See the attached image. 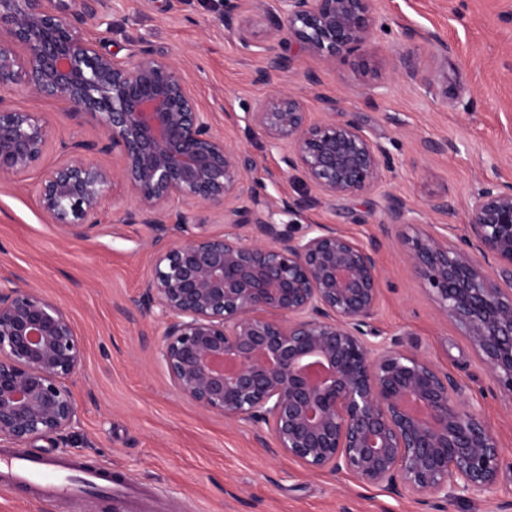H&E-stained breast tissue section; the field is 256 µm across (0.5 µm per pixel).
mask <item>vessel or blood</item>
<instances>
[{
	"label": "vessel or blood",
	"mask_w": 512,
	"mask_h": 512,
	"mask_svg": "<svg viewBox=\"0 0 512 512\" xmlns=\"http://www.w3.org/2000/svg\"><path fill=\"white\" fill-rule=\"evenodd\" d=\"M72 468V463L38 457L20 450L0 452V482L34 496L69 497L75 487L66 474ZM83 474L86 481L93 485L110 481L114 512H155L158 506L157 498L130 495L133 481L129 477L114 479L106 471L88 468L84 469Z\"/></svg>",
	"instance_id": "b4317fda"
}]
</instances>
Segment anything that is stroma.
<instances>
[{"label":"stroma","instance_id":"stroma-1","mask_svg":"<svg viewBox=\"0 0 512 512\" xmlns=\"http://www.w3.org/2000/svg\"><path fill=\"white\" fill-rule=\"evenodd\" d=\"M267 3L262 10L238 0L239 20L251 33L247 47L219 24L216 0H105L83 33L119 61L133 43L178 61L200 109L238 154L243 177L263 183V211L296 231L329 224L369 244L391 195L406 209V236L444 224L453 239L464 231L467 201L482 177L512 182V0H373V26L359 51L327 62L292 41L284 46L288 75L259 84L254 71L277 15L276 0ZM310 72L338 99V112L354 113L385 148L390 165L374 190L322 195L244 120L256 100L284 85L302 96L312 119L323 118L307 87ZM11 99L49 116L53 139L43 167L56 163L60 142L103 137L24 88ZM426 140L448 149L425 152ZM39 178L34 171L17 184L0 180V276L21 277L66 306L84 362L72 385L76 425L66 436L30 441L28 453L126 471L143 489L162 493L163 512H512V399L493 385L459 328L440 316L404 258V239L384 240L379 249L373 325L458 381L505 456L491 486L445 506L365 487L343 472H311L273 452L265 426L225 421L180 396L155 356L164 320L134 305L151 274V229L125 223L130 201L118 185L95 233L69 237L45 223ZM287 195L310 205L289 216L280 209ZM438 197L453 201L452 216L429 208ZM0 512H112V493L56 501L0 486Z\"/></svg>","mask_w":512,"mask_h":512}]
</instances>
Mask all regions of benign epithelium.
I'll return each instance as SVG.
<instances>
[{"instance_id":"1","label":"benign epithelium","mask_w":512,"mask_h":512,"mask_svg":"<svg viewBox=\"0 0 512 512\" xmlns=\"http://www.w3.org/2000/svg\"><path fill=\"white\" fill-rule=\"evenodd\" d=\"M99 0H0V177L23 180L51 142L46 113L19 110L17 86L98 126L103 143L61 144V161L37 185L49 224L90 237L120 184L128 224L154 230L152 273L136 307L167 319L159 361L174 388L230 422L263 423L275 451L314 472L344 471L364 486L400 488L421 502H451L494 483L499 437L463 398L462 386L397 338L373 340L381 241L365 246L327 224L296 234L255 208L237 153L199 110L183 68L148 49L119 62L85 40L80 25ZM372 0H278L280 16L255 80L290 69L295 40L332 61L359 49ZM224 27L249 44L237 0H222ZM309 89L326 111L335 98ZM254 133L284 150L323 194L367 192L385 156L354 117L313 120L300 95L281 88L246 113ZM247 198L250 207L230 202ZM222 210L254 239L189 231L174 200ZM459 242L423 232L406 238V261L429 286L440 314L463 332L499 390L512 398V183L485 178L472 195ZM378 225L405 226L397 198ZM0 287V443L21 446L68 433L76 407L68 385L83 344L64 305L17 278Z\"/></svg>"}]
</instances>
